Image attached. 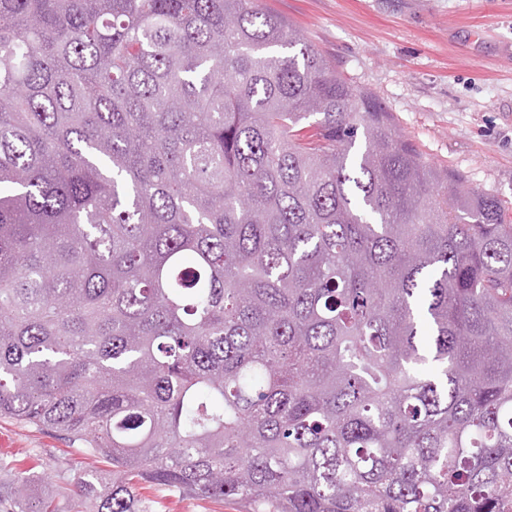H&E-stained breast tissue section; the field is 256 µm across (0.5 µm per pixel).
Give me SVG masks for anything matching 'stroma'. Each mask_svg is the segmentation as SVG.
Returning a JSON list of instances; mask_svg holds the SVG:
<instances>
[{"label":"stroma","mask_w":512,"mask_h":512,"mask_svg":"<svg viewBox=\"0 0 512 512\" xmlns=\"http://www.w3.org/2000/svg\"><path fill=\"white\" fill-rule=\"evenodd\" d=\"M330 58L348 83L371 91L396 131L424 161L452 171L465 187L512 208V0H261ZM0 484L16 461L31 469L30 495L58 493L91 464L47 430L0 418ZM154 512H242L147 490Z\"/></svg>","instance_id":"obj_1"}]
</instances>
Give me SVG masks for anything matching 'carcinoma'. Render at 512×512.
<instances>
[{"label":"carcinoma","instance_id":"carcinoma-1","mask_svg":"<svg viewBox=\"0 0 512 512\" xmlns=\"http://www.w3.org/2000/svg\"><path fill=\"white\" fill-rule=\"evenodd\" d=\"M0 418L85 512H503L512 222L258 0H0ZM0 484L13 479L15 461L24 460L32 468L30 496L38 498L47 491L57 494L61 487H71L78 473L95 467L101 476L109 479L112 469L105 463L93 464L85 455L63 437L33 426L17 424L0 418ZM141 492L148 499L156 502L151 503V509L156 512H242L243 510L237 500H224L223 504L191 499L157 486Z\"/></svg>","mask_w":512,"mask_h":512}]
</instances>
